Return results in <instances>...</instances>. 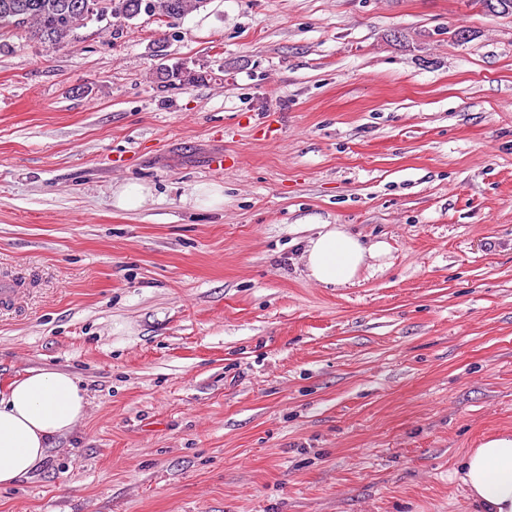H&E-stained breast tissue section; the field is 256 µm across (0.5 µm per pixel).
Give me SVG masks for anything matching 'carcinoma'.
I'll list each match as a JSON object with an SVG mask.
<instances>
[{"label":"carcinoma","mask_w":512,"mask_h":512,"mask_svg":"<svg viewBox=\"0 0 512 512\" xmlns=\"http://www.w3.org/2000/svg\"><path fill=\"white\" fill-rule=\"evenodd\" d=\"M142 0H0V17L16 23L31 37L57 47L75 41L77 29L90 22L138 16ZM151 15L183 18L205 6L206 0H149ZM156 78L164 86H185L199 79L195 71L161 67Z\"/></svg>","instance_id":"obj_1"}]
</instances>
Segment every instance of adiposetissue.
<instances>
[{"mask_svg":"<svg viewBox=\"0 0 512 512\" xmlns=\"http://www.w3.org/2000/svg\"><path fill=\"white\" fill-rule=\"evenodd\" d=\"M387 251L384 242L364 244L341 224L317 225L302 250L308 279L326 287L354 283L367 259ZM90 400L74 374L32 369L0 392V487L27 477L61 437L69 435ZM475 512H512V434L484 438L469 449L459 470Z\"/></svg>","mask_w":512,"mask_h":512,"instance_id":"ef3b65f1","label":"adipose tissue"}]
</instances>
